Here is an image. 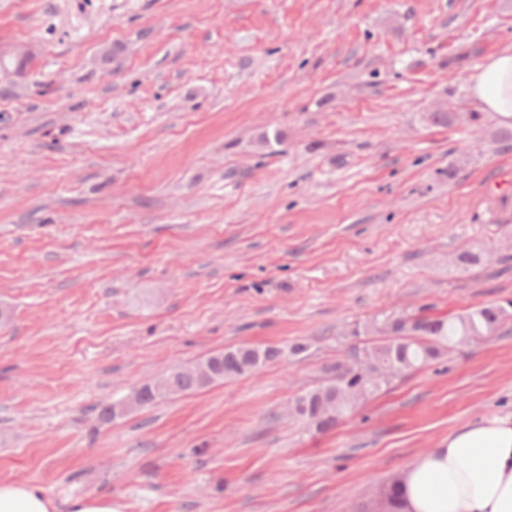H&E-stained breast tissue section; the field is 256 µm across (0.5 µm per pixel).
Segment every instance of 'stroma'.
Wrapping results in <instances>:
<instances>
[{
	"label": "stroma",
	"mask_w": 512,
	"mask_h": 512,
	"mask_svg": "<svg viewBox=\"0 0 512 512\" xmlns=\"http://www.w3.org/2000/svg\"><path fill=\"white\" fill-rule=\"evenodd\" d=\"M511 47L512 0H0V481L58 512H353L512 414V331L331 430L288 411L355 324L512 301V138L466 85ZM294 343L99 416L173 367ZM306 349L307 346L300 343L289 345L288 348L245 344L214 352L192 366L171 368L158 378L135 389L124 403L104 407L101 410V417L111 420L117 415V411L127 413L152 406L172 396L200 391L224 382V379L253 373L268 363L280 361L287 353L288 357L300 355ZM257 356L259 361L254 364ZM69 512H117L112 507L111 495H88L69 504Z\"/></svg>",
	"instance_id": "35a3bbf8"
}]
</instances>
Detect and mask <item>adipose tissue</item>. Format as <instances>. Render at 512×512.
<instances>
[{"instance_id": "obj_1", "label": "adipose tissue", "mask_w": 512, "mask_h": 512, "mask_svg": "<svg viewBox=\"0 0 512 512\" xmlns=\"http://www.w3.org/2000/svg\"><path fill=\"white\" fill-rule=\"evenodd\" d=\"M477 109L512 124V48L487 57L467 77ZM397 512H512V415L449 433L395 477ZM0 512H57L40 488L0 482Z\"/></svg>"}]
</instances>
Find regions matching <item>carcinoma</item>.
Returning <instances> with one entry per match:
<instances>
[{
  "label": "carcinoma",
  "mask_w": 512,
  "mask_h": 512,
  "mask_svg": "<svg viewBox=\"0 0 512 512\" xmlns=\"http://www.w3.org/2000/svg\"><path fill=\"white\" fill-rule=\"evenodd\" d=\"M508 311L499 305L479 306L448 317H436L420 310L414 314L391 313L363 325L356 324L351 336H372L374 340L352 344L347 354L362 360L359 368L340 371L342 360L324 368L325 378L298 396L297 414L302 421L325 431L373 396L395 376L416 369L485 336L504 332ZM307 346L286 348L276 345H239L214 352L192 366H176L135 389L119 405L106 406L101 417L110 420L117 412L127 413L152 406L172 396L206 389L226 379L253 373L285 356H297Z\"/></svg>",
  "instance_id": "cac0c4a2"
}]
</instances>
